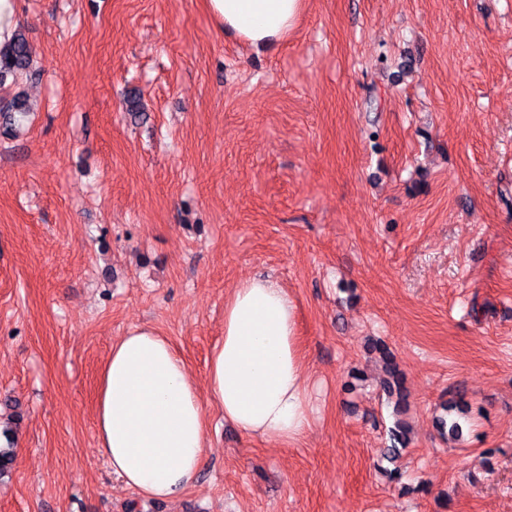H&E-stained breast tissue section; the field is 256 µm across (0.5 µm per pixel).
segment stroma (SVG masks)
Wrapping results in <instances>:
<instances>
[{
	"label": "stroma",
	"instance_id": "1",
	"mask_svg": "<svg viewBox=\"0 0 512 512\" xmlns=\"http://www.w3.org/2000/svg\"><path fill=\"white\" fill-rule=\"evenodd\" d=\"M34 75L0 134V512H512V0H305L254 51L205 0H13ZM296 304L314 420L209 409L192 486L141 503L99 452L115 340L198 384L224 300ZM403 375L411 442L389 475ZM463 398V435L436 420ZM376 349L381 354L382 360L385 364L386 378L382 381L383 390L387 393L388 398L396 397L394 402V415L396 416L394 426L390 431V448H386L384 457L393 459L399 452V448H405L409 442V430L406 423L398 418L403 412L405 407V394L403 388V378L393 354L382 344L376 346Z\"/></svg>",
	"mask_w": 512,
	"mask_h": 512
}]
</instances>
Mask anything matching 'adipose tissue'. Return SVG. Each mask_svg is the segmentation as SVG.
Wrapping results in <instances>:
<instances>
[{
    "mask_svg": "<svg viewBox=\"0 0 512 512\" xmlns=\"http://www.w3.org/2000/svg\"><path fill=\"white\" fill-rule=\"evenodd\" d=\"M303 0H206L215 28L252 47L285 39ZM241 433L281 444L312 426L309 377L296 307L269 277H252L224 302V337L198 385L167 337L135 328L105 361L95 408L98 448L146 501L170 500L194 481L207 446V407Z\"/></svg>",
    "mask_w": 512,
    "mask_h": 512,
    "instance_id": "ef3b65f1",
    "label": "adipose tissue"
}]
</instances>
